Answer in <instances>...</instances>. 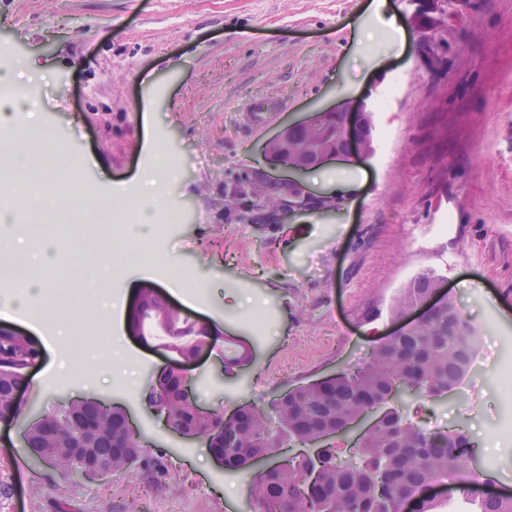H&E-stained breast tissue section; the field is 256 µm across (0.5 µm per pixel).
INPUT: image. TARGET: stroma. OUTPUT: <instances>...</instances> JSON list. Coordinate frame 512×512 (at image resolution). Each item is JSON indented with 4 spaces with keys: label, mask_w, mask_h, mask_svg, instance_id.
<instances>
[{
    "label": "stroma",
    "mask_w": 512,
    "mask_h": 512,
    "mask_svg": "<svg viewBox=\"0 0 512 512\" xmlns=\"http://www.w3.org/2000/svg\"><path fill=\"white\" fill-rule=\"evenodd\" d=\"M371 0H0V60L19 53L17 76L32 83L40 120L53 133L90 197L138 192L157 141L179 161L164 192L180 201L161 257L180 258L205 293L193 305L144 266L129 281L128 303L145 291L167 296L178 318L217 335L187 380L207 410L269 408L288 388L359 367L393 331L392 297L425 273L442 275L447 300L483 333L484 364L512 336V0H461L445 25V75L426 71L415 38L405 45L354 32ZM408 77L398 95L386 92ZM373 112L374 155L329 217L239 223L224 189L244 174L285 177L261 154L288 120L347 100ZM448 227L447 234L436 231ZM108 226L78 241L64 261L45 320L74 309L80 289L98 288L96 256L113 259ZM43 359L27 380L22 420L0 424V512H252L249 478L226 479L207 450L180 439L147 408L150 384L167 360L158 337L125 325L138 358V395L119 368L74 358L71 382L55 383L59 341L33 330ZM250 356L224 371V349ZM95 396L131 411L165 473L140 467L62 480L23 442V426ZM506 390L470 371L445 400L409 398L406 413L425 429H459L473 443L468 465L485 487L512 494V439L497 433ZM495 459L501 470L488 473Z\"/></svg>",
    "instance_id": "obj_1"
}]
</instances>
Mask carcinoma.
Instances as JSON below:
<instances>
[{"mask_svg": "<svg viewBox=\"0 0 512 512\" xmlns=\"http://www.w3.org/2000/svg\"><path fill=\"white\" fill-rule=\"evenodd\" d=\"M242 198L227 205L243 224H258L269 205L282 199L275 190L265 193L252 177L235 180ZM440 277L429 273L392 299L391 309L403 315L419 303ZM476 339L471 324L452 306L434 312L404 341H387L372 348L366 362L342 371L326 384L300 385L293 392L273 401L268 411L251 407L247 420L224 427L229 441L224 445L235 460V471L250 475L255 512H398V500L406 494L418 496L417 512H439L440 502L422 495L434 481H449L468 498L474 512H512V497L493 492L472 495L477 477L468 466L471 443L459 430L429 432L388 405L380 427L354 446L355 455L342 459L337 448H310L288 458V463L267 475L250 473L251 455L275 448L306 445L316 440L319 423L333 413L343 424L368 408L403 394L433 399L444 390L456 389L467 371ZM20 384L19 376L0 371V411L10 410L11 390ZM96 413L97 427L113 433L112 424L121 415L118 407L101 408L88 398L77 406ZM172 426L180 429L191 423L199 430L210 427L207 417L189 418L185 410L168 407ZM67 439L76 446L85 444L89 433L71 413ZM121 447L104 448L110 456V471L126 472L127 463L143 454L144 438L120 435Z\"/></svg>", "mask_w": 512, "mask_h": 512, "instance_id": "1", "label": "carcinoma"}]
</instances>
